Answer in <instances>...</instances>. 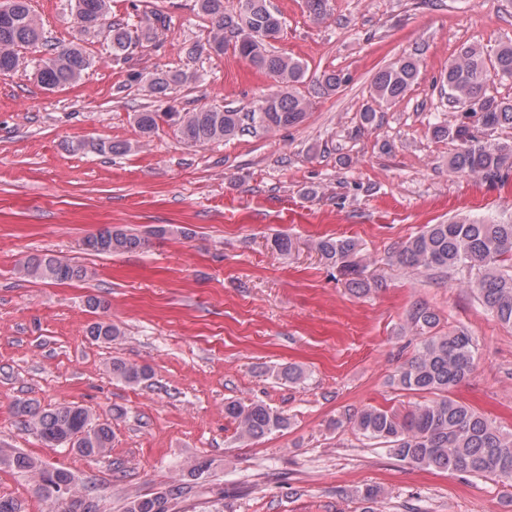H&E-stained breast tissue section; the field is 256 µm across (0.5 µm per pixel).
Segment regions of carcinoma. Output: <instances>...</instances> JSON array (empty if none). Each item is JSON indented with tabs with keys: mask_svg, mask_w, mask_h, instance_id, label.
<instances>
[{
	"mask_svg": "<svg viewBox=\"0 0 512 512\" xmlns=\"http://www.w3.org/2000/svg\"><path fill=\"white\" fill-rule=\"evenodd\" d=\"M197 13L209 19L214 50H224L227 37L235 38V50L259 71L279 78L282 87L271 94L258 112L226 109H201L192 112L134 113L140 134L149 138L159 122L177 127L181 138L192 146L226 141L243 131L248 119L260 128H288L302 123L308 111L307 102L293 92L294 84L305 75L303 65L270 48L282 31V21L272 11L268 0H238V6L227 9L225 0H195ZM78 24L84 31L101 26L112 33V51L117 59H127L132 45L144 38L157 37L158 27L147 24L141 36L132 35L122 23L109 21L110 0H75ZM43 40L40 24L32 13L29 0H6L0 5V73L14 70L19 59L16 49L33 46ZM89 67V60L77 44L58 45L39 70L38 81L47 89L71 84ZM418 75L411 57H402L380 70L372 83V95L381 102L403 97ZM512 78V43L489 55L476 45L463 47L448 65L443 87L448 101L462 104L479 117L484 128L512 125V103L491 95L488 84L492 76ZM197 80L187 71L161 72L149 76L148 89L153 95L166 96L175 87ZM434 134L460 142L461 148L448 159V171L465 173L489 182L502 179L503 170L512 160V146L482 140L468 124L436 125ZM147 240L123 229L107 227L88 236L87 250L112 254L146 246ZM271 249L291 255L296 242L288 235L270 240ZM315 250L326 265L336 269L345 279L349 291L365 295L372 289L360 262L361 249L351 238L324 237ZM399 264L413 271H477L473 287L484 309L503 325L512 327V220L494 217H459L442 224H429L408 238L396 251ZM20 273L35 280L64 282L86 277V270L76 268L48 254L27 258ZM412 331L422 337L420 348L401 365L395 381L405 391L429 394L431 399L415 405L405 414L370 407L347 417L352 427L364 437L387 448L398 460L419 467H434L481 477L493 482L512 484V432L503 431L494 422L451 397L454 389L465 383L476 370L477 347L465 329L448 333L438 330L439 316L420 306L410 315ZM93 338L113 341L120 329L109 319L101 318L88 327ZM112 376L129 385H139L151 378L149 367L112 362ZM17 414L48 445H68L83 456H95L111 447L112 430L106 424H92L89 411L81 406L63 405L42 410L29 403L16 404ZM224 413L237 425L239 436L261 438L288 427V418L262 401L248 404L231 401ZM0 465L31 473L36 477L38 494L58 501L66 496L64 512H95L90 501V487L71 495L75 486L72 473L48 469L30 455L19 450H0ZM185 486L177 485L153 497L134 496L125 512H167L168 501L183 494Z\"/></svg>",
	"mask_w": 512,
	"mask_h": 512,
	"instance_id": "carcinoma-1",
	"label": "carcinoma"
}]
</instances>
